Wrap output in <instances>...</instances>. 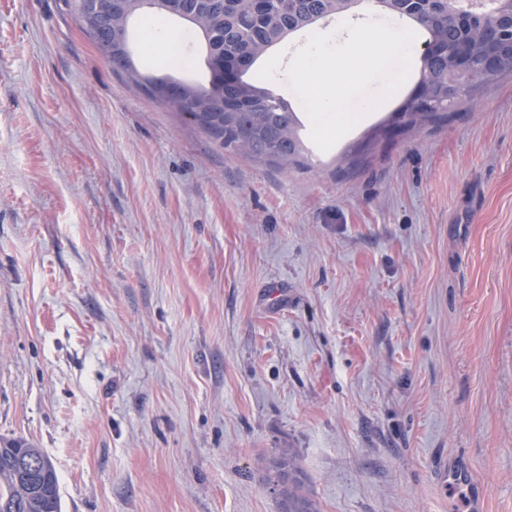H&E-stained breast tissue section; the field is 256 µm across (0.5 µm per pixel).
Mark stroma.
Instances as JSON below:
<instances>
[{"label":"stroma","mask_w":512,"mask_h":512,"mask_svg":"<svg viewBox=\"0 0 512 512\" xmlns=\"http://www.w3.org/2000/svg\"><path fill=\"white\" fill-rule=\"evenodd\" d=\"M138 70L207 83L201 38ZM299 34L253 68L284 83ZM394 94L280 171L112 69L64 0H0V436L61 512H512V79L387 137ZM272 489L282 496V512H315L302 493L300 471L293 456L283 453L272 462L267 476Z\"/></svg>","instance_id":"35a3bbf8"}]
</instances>
